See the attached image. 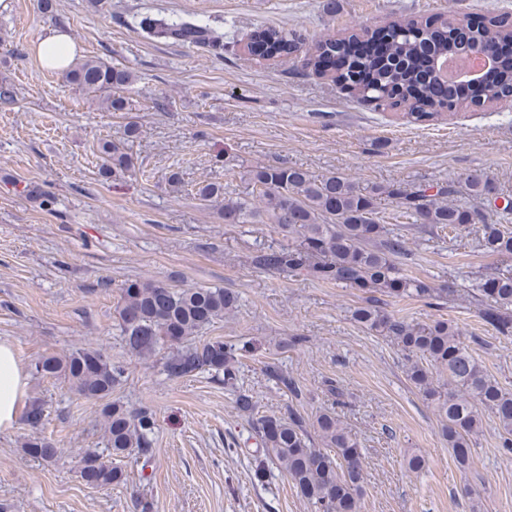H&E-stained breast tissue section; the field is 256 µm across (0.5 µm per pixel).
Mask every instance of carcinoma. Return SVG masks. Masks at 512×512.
Returning <instances> with one entry per match:
<instances>
[{
  "label": "carcinoma",
  "mask_w": 512,
  "mask_h": 512,
  "mask_svg": "<svg viewBox=\"0 0 512 512\" xmlns=\"http://www.w3.org/2000/svg\"><path fill=\"white\" fill-rule=\"evenodd\" d=\"M388 30L391 43L386 58L357 57L348 69L334 75L337 83L350 85L358 99L378 107L402 106L408 118L425 122L446 111L486 104L494 95L512 93V73L506 71L493 86L476 83L468 98L435 96L421 77L419 62L426 51L437 57L448 54L452 49L450 32L415 20L396 23ZM264 33L276 49L286 45L288 52L294 53L305 45L294 31L272 28ZM159 34L192 44L211 39L204 26L185 21L164 25ZM475 34L490 46L512 41V21L505 15L486 17ZM356 38L352 34L312 41L307 49L309 63L318 68L324 56L336 52L338 46L350 48ZM64 78L80 92L99 94L100 105L110 112L124 108L123 99L114 92L134 81L130 70L97 59L71 64ZM101 155V169L113 180L133 171V161L121 143L104 142ZM249 179L270 223L294 235L288 246L258 253L254 263L268 270L304 273L363 294L351 309V319L400 347L407 379L436 412L458 468L466 470L473 464L472 441L480 429V407L495 417L502 450L512 453V390L483 370L457 324L440 315L410 321L383 307L387 297L444 300L448 289L409 275L400 267L405 242L377 219L376 201L381 197L391 200L413 223L451 238L472 229L480 233V247L496 258L497 266L493 274L478 279L474 297L488 301L486 321L501 335L512 336V225L492 221L487 180L475 175L461 184L446 181L408 189L391 182L360 187L336 172L315 176L296 166L258 167L249 171ZM461 193L472 199L471 205L454 204ZM258 216L250 199H224V223L247 224ZM236 303L237 296L222 288L177 289L161 280H135L120 288L117 326L128 349L140 356L155 353L170 338L179 340L181 345L165 362L170 377L221 372L224 385L232 387L237 385L235 348L219 337L198 344L192 338L224 318ZM35 371L42 377H60L77 396L102 403L108 455H133L143 469L152 463L153 411L131 409L111 400L123 381V366L97 349L81 347L64 355L42 357L35 363ZM264 373L278 389L296 398L302 395L297 382L277 362L265 363ZM235 405L248 418L260 444L255 450L243 451L252 458L254 482L265 483L277 469L314 512H364L362 451L336 411L320 413L308 426L291 408L280 416L260 412L246 392L237 395ZM44 416L45 406L40 401L28 403L22 411V421L34 430L39 425L33 420ZM26 451L44 462L58 456L55 443L38 436L29 440ZM79 477L88 485L106 489L125 481L124 470L96 450L84 452Z\"/></svg>",
  "instance_id": "carcinoma-1"
}]
</instances>
